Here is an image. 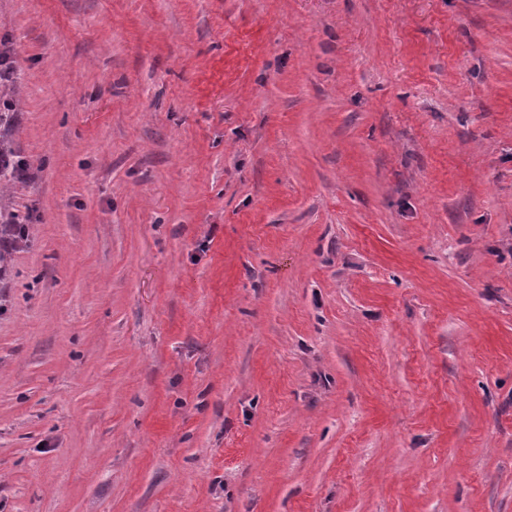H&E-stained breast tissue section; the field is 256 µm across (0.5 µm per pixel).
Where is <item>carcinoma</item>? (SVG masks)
<instances>
[{"instance_id":"carcinoma-1","label":"carcinoma","mask_w":512,"mask_h":512,"mask_svg":"<svg viewBox=\"0 0 512 512\" xmlns=\"http://www.w3.org/2000/svg\"><path fill=\"white\" fill-rule=\"evenodd\" d=\"M13 74L3 79V72ZM16 66L8 53H0V242L7 240L15 247L25 245L33 235V225L28 218L11 211L12 175L16 168L26 164L25 159L15 157L13 141L9 138L16 108L21 104L17 85Z\"/></svg>"}]
</instances>
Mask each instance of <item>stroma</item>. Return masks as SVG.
Masks as SVG:
<instances>
[{
  "label": "stroma",
  "instance_id": "1",
  "mask_svg": "<svg viewBox=\"0 0 512 512\" xmlns=\"http://www.w3.org/2000/svg\"><path fill=\"white\" fill-rule=\"evenodd\" d=\"M33 210L0 512H512V0H0Z\"/></svg>",
  "mask_w": 512,
  "mask_h": 512
}]
</instances>
